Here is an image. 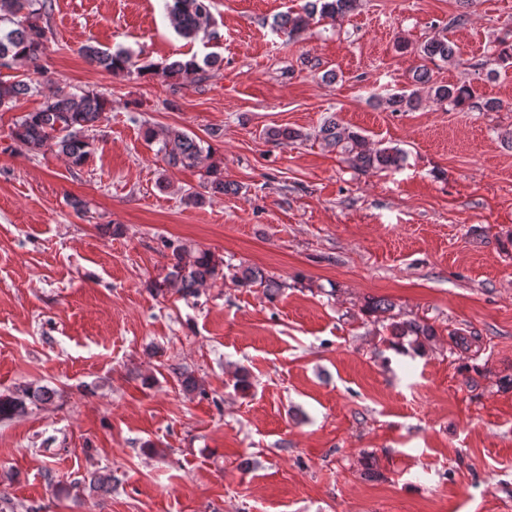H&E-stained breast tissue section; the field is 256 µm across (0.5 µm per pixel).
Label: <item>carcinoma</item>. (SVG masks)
<instances>
[{"label":"carcinoma","instance_id":"obj_1","mask_svg":"<svg viewBox=\"0 0 512 512\" xmlns=\"http://www.w3.org/2000/svg\"><path fill=\"white\" fill-rule=\"evenodd\" d=\"M359 0H306L301 11H290L279 17L276 30L290 40L300 38L315 18L321 19L343 15L358 7ZM166 9L175 31L186 39L204 34L208 40H217L220 35L210 28L211 0H166ZM52 11V0H0V58L7 60V68L18 62L30 63L33 71L39 72L38 61L50 39L51 27L44 17ZM82 52L90 63L103 70L119 74L130 71L132 56L125 50L111 51L88 44ZM423 64L413 70L415 83L427 89L428 98L453 110L491 112L499 104L485 101L478 96L471 83L462 80L443 84L434 81L427 63L438 60L457 63L456 50L448 35L431 39L417 50ZM221 59L215 54L203 62L196 57L178 59L161 69L168 79L199 81L206 69L218 67ZM503 69L512 67V37L500 39L486 59L478 63ZM36 79L0 81V108H11L20 97L38 91ZM422 102L418 91H402L388 97L385 104L393 112H405ZM108 101L92 91H82L64 96H52L43 106L22 115L15 123L11 135L15 141L34 155L47 150L64 156L72 166L84 165L92 152L90 132L94 130ZM268 139L283 143L296 141L303 134L292 128L278 127L267 130ZM318 136L327 146L338 151L345 162L356 171L366 174L397 168L404 160L401 150L393 147L371 148L366 138L340 124L336 117L326 118ZM205 148L201 142L185 131L171 129L162 139L160 153L166 164L173 168H194L203 160ZM205 192L210 195H227L234 192L232 184L224 181V168L213 162L206 168ZM171 249L167 273L158 288L173 291L183 298L197 295L201 288L219 279L231 277L241 287L260 286L269 297H274L282 283L265 276L258 267H243L224 263V260L209 250L195 249L186 244H168ZM392 303L385 298H373L363 311L373 315L387 333L385 341L398 350L410 347L417 351L433 342L436 332L432 325L421 319L397 320L390 315ZM52 392L44 386H22L9 394H0V418H10L29 403L46 401Z\"/></svg>","mask_w":512,"mask_h":512}]
</instances>
